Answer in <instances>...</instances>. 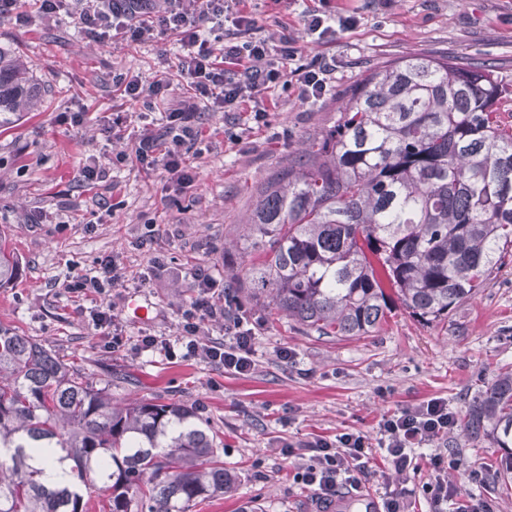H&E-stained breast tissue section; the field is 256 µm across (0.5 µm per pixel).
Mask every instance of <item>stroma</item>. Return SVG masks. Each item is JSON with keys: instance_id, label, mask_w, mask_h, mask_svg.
I'll list each match as a JSON object with an SVG mask.
<instances>
[{"instance_id": "obj_1", "label": "stroma", "mask_w": 512, "mask_h": 512, "mask_svg": "<svg viewBox=\"0 0 512 512\" xmlns=\"http://www.w3.org/2000/svg\"><path fill=\"white\" fill-rule=\"evenodd\" d=\"M239 8L255 25L239 32L231 19L217 16L212 36L264 41L273 51L288 36L298 55L285 68L327 64V91L308 103L292 92H269L260 123L246 111L203 113L188 157L195 181L170 197L159 172L142 170L126 155L143 127L161 123L171 102L145 110L123 98L112 78L165 75L182 95L181 50L172 38L102 43L80 35L64 14L31 26L0 19V50L26 61L42 95L38 111L0 129V231L20 262L18 279L0 288V325L108 384L114 403L178 401L195 409L221 440L235 481L189 512H239L249 501L264 512H322L314 488L295 479L309 462L307 443L342 433L377 440L383 419L432 398L447 399L458 420L435 442L458 460L447 481L487 512H512V482H468L471 467L493 470L501 450L462 426L472 399L512 369V264L448 320L424 324L396 304L367 336L306 333L241 302L257 337V365L246 376L137 350L141 331L180 333L181 312L197 295L198 271L212 277L211 292L223 300L232 285L226 267L244 258L236 242L257 186L301 158L308 139L336 122L345 90L368 71L426 55L462 56L512 74V0H241ZM315 12L351 14L358 24L313 34L304 20ZM108 125L114 128L109 136L102 132ZM94 164L107 178L83 185L80 171ZM107 256L119 268L118 282L102 294L67 290L71 277L93 271ZM134 297L152 305L150 320L131 317L127 303ZM110 303L125 339L117 349L93 326L94 315ZM284 347L294 351L293 361L279 358ZM287 447L293 456L284 455ZM417 464L400 478L376 465L365 488L379 498L405 491L410 512H448L422 491L431 475L428 456Z\"/></svg>"}]
</instances>
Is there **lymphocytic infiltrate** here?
<instances>
[{
  "instance_id": "1",
  "label": "lymphocytic infiltrate",
  "mask_w": 512,
  "mask_h": 512,
  "mask_svg": "<svg viewBox=\"0 0 512 512\" xmlns=\"http://www.w3.org/2000/svg\"><path fill=\"white\" fill-rule=\"evenodd\" d=\"M227 8V0H0V18L28 22L35 16L50 20L64 14L74 18L82 33L100 42L122 35L146 43L168 33L175 35L182 48L180 72L189 79L193 94L168 109L159 131L148 129L140 135L134 155L142 167L165 173L166 188L179 190L194 180L186 158L194 145L200 110L235 112L263 91L292 82L304 102L322 97L327 89V65L299 70L292 77L283 71L280 62L293 57L291 47L281 46L277 62L270 60L269 49L261 41L215 47L206 25ZM182 318V333L176 340L144 332L138 339L139 349L161 348L170 353L179 346L185 357L227 373L254 370L256 337L243 316L200 297L183 311ZM205 323L220 325L222 337L199 339L200 327ZM455 424L447 400L430 399L384 419L377 442H369L358 433H346L333 443L319 440L309 444L311 463L300 478L315 488L321 500L331 502L340 486L360 489L363 477L372 470L371 446L384 449L387 464L403 475L415 468L417 448L446 436ZM430 461L435 476L426 482L425 489L431 498L455 503L454 512H473L459 503L458 487L443 477L446 470L456 468L455 457L439 452Z\"/></svg>"
}]
</instances>
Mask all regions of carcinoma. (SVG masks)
Returning a JSON list of instances; mask_svg holds the SVG:
<instances>
[{"label": "carcinoma", "instance_id": "cac0c4a2", "mask_svg": "<svg viewBox=\"0 0 512 512\" xmlns=\"http://www.w3.org/2000/svg\"><path fill=\"white\" fill-rule=\"evenodd\" d=\"M39 90L0 50V127ZM304 160L262 184L244 223L234 296L320 336H366L391 295L427 323L448 319L512 254V76L462 58L385 62L351 86ZM20 274L0 238V288ZM512 479V370L466 415ZM58 448L68 479L32 464ZM0 512H188L224 493L220 441L180 403L112 404L108 386L0 326Z\"/></svg>", "mask_w": 512, "mask_h": 512}]
</instances>
